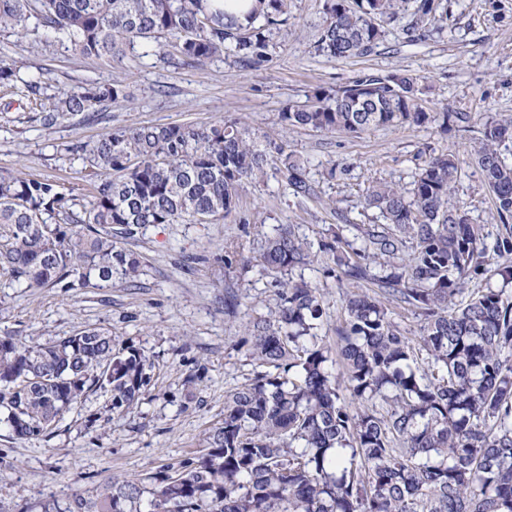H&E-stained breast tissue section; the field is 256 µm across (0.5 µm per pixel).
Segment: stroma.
I'll use <instances>...</instances> for the list:
<instances>
[{"label":"stroma","instance_id":"35a3bbf8","mask_svg":"<svg viewBox=\"0 0 512 512\" xmlns=\"http://www.w3.org/2000/svg\"><path fill=\"white\" fill-rule=\"evenodd\" d=\"M321 8V0H292L287 34L276 38L268 62L257 68L227 56L191 67L141 42L127 48L123 61L111 62L75 54L42 31L21 41L0 37V58L15 61L25 75L43 77L48 94L117 76L131 96L103 119H65L47 129L36 119L40 104L29 101L20 85H0V174L21 170L82 199L89 186L80 164L64 157V145L144 124L224 119L246 123L307 158L317 190L316 199L298 202L270 174L242 194L223 222L140 229L123 241L140 256V274L109 288L27 291L0 268L1 332L35 346L98 327L111 332L117 347H134L152 362L148 386L125 415L112 414L110 393L97 388L46 436L20 440L0 426V506L7 512L46 499L64 502L115 476L139 480L174 471L198 455L206 432L224 418L225 394L254 375L243 333L277 303L275 278L257 258L278 225H293L318 254L291 277L320 289L318 340L335 346L348 295H371L375 288L338 280L322 243L336 231L361 243L369 217L360 196L370 181L408 183L430 154L466 156L473 139L469 132L444 135L433 126L360 134L289 130L277 119L283 107L305 102L319 86L339 88L359 77L407 71L418 76L426 107L444 105L485 121L512 117V0H441L444 29L422 39L410 31V14H402L371 54L343 61L315 51ZM334 164L335 179H322ZM464 170L456 195L481 225L486 246H493L505 227L479 172L469 163ZM327 197L334 208L322 206ZM241 241L243 255L226 264L227 246Z\"/></svg>","mask_w":512,"mask_h":512}]
</instances>
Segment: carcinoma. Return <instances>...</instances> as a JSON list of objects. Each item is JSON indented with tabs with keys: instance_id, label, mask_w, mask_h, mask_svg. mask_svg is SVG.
I'll list each match as a JSON object with an SVG mask.
<instances>
[{
	"instance_id": "carcinoma-1",
	"label": "carcinoma",
	"mask_w": 512,
	"mask_h": 512,
	"mask_svg": "<svg viewBox=\"0 0 512 512\" xmlns=\"http://www.w3.org/2000/svg\"><path fill=\"white\" fill-rule=\"evenodd\" d=\"M212 0H0V32L18 39L48 29L76 53L120 59L135 41L170 47L187 65L217 56L247 67L268 59L287 30L291 0H255L241 22ZM437 0H323L316 51L336 59L370 54L386 26L411 12L413 28L443 30ZM45 94L0 61V84ZM128 99L119 78L60 91L39 121L50 127ZM290 129L359 134L372 128L453 125L469 131L470 112L426 109L418 78L406 71L364 77L337 89L317 87L307 102L278 113ZM238 121L153 124L109 131L65 146L82 165L90 194L19 172L0 176V267L29 289L110 288L139 275L140 259L119 238L160 224H217L235 211L247 186L274 170L283 190L317 197L303 159ZM512 120L486 121L472 153L500 223L512 222ZM462 161L430 156L409 186L369 182L363 205L377 211L361 245L335 236L323 245L339 278L369 279L383 267L375 296L346 301L336 328L342 377L327 369L319 289L278 281L277 307L245 328L249 355L262 367L224 397V420L199 455L147 482L114 477L39 512H512V302L488 288L457 301L466 278L489 258L480 225L455 196ZM496 275L512 284V232L493 246ZM314 261L311 246L283 225L266 241L264 270L285 275ZM404 303L424 318L428 366L391 319ZM150 363L112 335L88 328L29 347L0 334V423L21 439L47 434L95 387L112 411L133 408Z\"/></svg>"
}]
</instances>
